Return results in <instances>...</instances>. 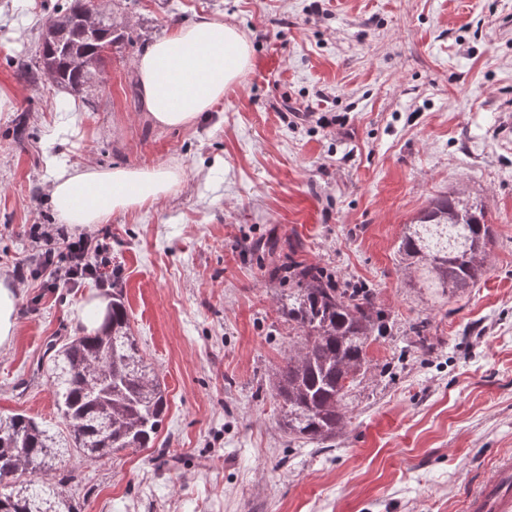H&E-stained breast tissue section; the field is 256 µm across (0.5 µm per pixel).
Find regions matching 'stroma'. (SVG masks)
Segmentation results:
<instances>
[{"mask_svg": "<svg viewBox=\"0 0 512 512\" xmlns=\"http://www.w3.org/2000/svg\"><path fill=\"white\" fill-rule=\"evenodd\" d=\"M57 0H0V280L20 290L0 349V415L63 428L42 367L87 304L121 289L167 392L151 448L63 457L79 512H465L512 455V0H104L128 40L99 68L94 109L24 82ZM211 16L242 30L251 66L213 112L161 130L133 99L135 60ZM179 164L178 189L93 233L112 288L47 287L29 229L58 218L54 164ZM469 194L493 226L489 270L453 297L412 286L399 244L432 199ZM371 289L393 327L372 337L349 419L324 448L278 426L272 374L296 338L288 288L254 244ZM432 348L412 351L413 323Z\"/></svg>", "mask_w": 512, "mask_h": 512, "instance_id": "stroma-1", "label": "stroma"}]
</instances>
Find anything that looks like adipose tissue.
<instances>
[{"label": "adipose tissue", "instance_id": "ef3b65f1", "mask_svg": "<svg viewBox=\"0 0 512 512\" xmlns=\"http://www.w3.org/2000/svg\"><path fill=\"white\" fill-rule=\"evenodd\" d=\"M251 64L245 34L206 16L152 42L135 62L142 100L161 128H184L212 111L225 89ZM179 166L152 169L92 166L62 170L49 184L52 207L62 223L79 228L102 223L115 211L139 210L179 184Z\"/></svg>", "mask_w": 512, "mask_h": 512}]
</instances>
